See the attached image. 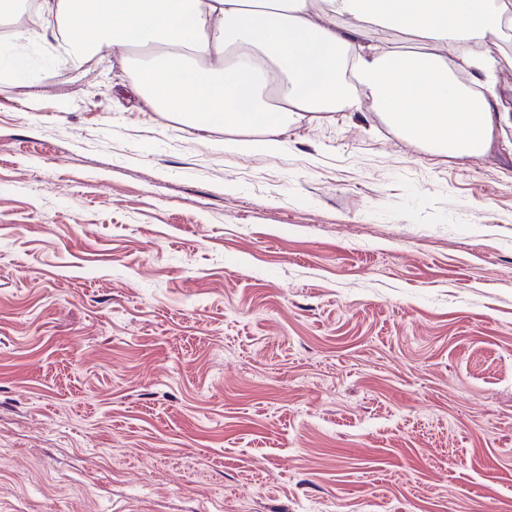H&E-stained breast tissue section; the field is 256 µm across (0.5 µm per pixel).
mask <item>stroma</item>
Here are the masks:
<instances>
[{
	"mask_svg": "<svg viewBox=\"0 0 512 512\" xmlns=\"http://www.w3.org/2000/svg\"><path fill=\"white\" fill-rule=\"evenodd\" d=\"M1 68L0 512H512L511 125L234 152L111 51Z\"/></svg>",
	"mask_w": 512,
	"mask_h": 512,
	"instance_id": "stroma-1",
	"label": "stroma"
}]
</instances>
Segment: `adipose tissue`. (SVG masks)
Returning <instances> with one entry per match:
<instances>
[{"label":"adipose tissue","instance_id":"1","mask_svg":"<svg viewBox=\"0 0 512 512\" xmlns=\"http://www.w3.org/2000/svg\"><path fill=\"white\" fill-rule=\"evenodd\" d=\"M511 14L512 0H43L26 34L71 61L149 50L134 76L156 111L247 135L259 151L276 152L308 113L371 103L407 138L470 156L491 151L512 113L494 93L463 108L455 73L480 84ZM384 22L422 39V51L364 42L365 25Z\"/></svg>","mask_w":512,"mask_h":512}]
</instances>
